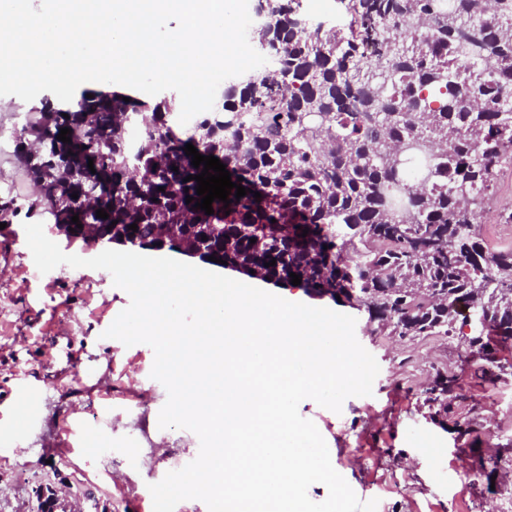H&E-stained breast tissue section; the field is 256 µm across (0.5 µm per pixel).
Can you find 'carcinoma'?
Segmentation results:
<instances>
[{
    "mask_svg": "<svg viewBox=\"0 0 512 512\" xmlns=\"http://www.w3.org/2000/svg\"><path fill=\"white\" fill-rule=\"evenodd\" d=\"M300 2L266 0L280 31L268 40L253 32L276 74L230 84L184 138L164 127L165 100L135 108L130 138L120 122L128 104L105 92L27 120L14 139L39 144L27 173L54 223H71L73 206L87 208L76 229L85 239L110 236L114 221L133 246L171 231L210 234L226 267L259 270L283 288L293 272L307 293L354 296L371 332L401 339L463 334L467 300L485 315L483 338L466 343L475 376H512V247L489 252L473 209L512 163V0H453L449 11L438 0H345L346 30L296 24ZM62 128L77 153L63 151ZM188 143L250 193L231 189L229 206L216 200L211 215L195 208L197 181L185 178L204 166L191 165ZM423 148L427 180L413 186L407 152ZM90 158L112 179V195L94 203ZM60 165L75 170L68 185L47 176ZM423 395L432 421L477 433L457 416L467 400L458 374L436 370Z\"/></svg>",
    "mask_w": 512,
    "mask_h": 512,
    "instance_id": "cac0c4a2",
    "label": "carcinoma"
}]
</instances>
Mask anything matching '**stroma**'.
I'll return each mask as SVG.
<instances>
[{
    "instance_id": "1",
    "label": "stroma",
    "mask_w": 512,
    "mask_h": 512,
    "mask_svg": "<svg viewBox=\"0 0 512 512\" xmlns=\"http://www.w3.org/2000/svg\"><path fill=\"white\" fill-rule=\"evenodd\" d=\"M29 102L10 96L0 106V191L23 200L32 193L24 153L12 139ZM512 211V166L503 168L492 198L478 212L490 247L512 241L501 225ZM51 224L44 212H19L0 230V411L33 413L18 430L0 420V512H37L36 491L67 492L80 512H150L149 485L182 469L199 452L190 430L160 428L165 387L151 376L149 345L124 346L105 330L130 304L105 270L53 269L40 273L24 225ZM22 269L19 277L10 276ZM268 292L353 316L360 344L379 364L373 392L347 398L341 412L303 400L300 415L326 441L333 468L360 501L376 512H506L512 484L488 488L470 476L465 441L426 418L420 407L431 365L464 369L461 337L402 340L370 333L366 311L302 289ZM461 418L476 421L478 454L512 452V379L474 384Z\"/></svg>"
}]
</instances>
